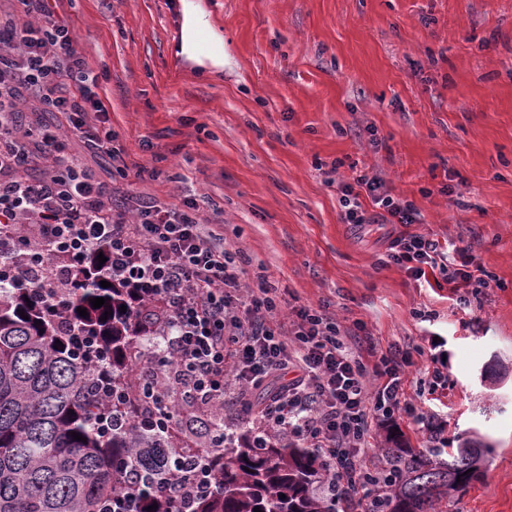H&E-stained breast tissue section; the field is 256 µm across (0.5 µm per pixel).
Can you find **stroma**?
Here are the masks:
<instances>
[{
	"mask_svg": "<svg viewBox=\"0 0 512 512\" xmlns=\"http://www.w3.org/2000/svg\"><path fill=\"white\" fill-rule=\"evenodd\" d=\"M222 72L177 55L182 0H66L78 49L141 175L70 146L97 179L206 199L282 303L363 323L380 352L414 347L405 398L450 442L480 438V480L441 512H512V0H196ZM378 177L416 224L343 220L339 185ZM409 233L469 248L496 282L468 297L386 257ZM445 390L428 394L431 356Z\"/></svg>",
	"mask_w": 512,
	"mask_h": 512,
	"instance_id": "1",
	"label": "stroma"
}]
</instances>
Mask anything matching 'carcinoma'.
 Returning a JSON list of instances; mask_svg holds the SVG:
<instances>
[{
  "label": "carcinoma",
  "instance_id": "1",
  "mask_svg": "<svg viewBox=\"0 0 512 512\" xmlns=\"http://www.w3.org/2000/svg\"><path fill=\"white\" fill-rule=\"evenodd\" d=\"M98 256L93 251L75 260L74 280L61 289L56 307L39 283H0V512H99L103 501L125 492L126 470L138 485L136 512H168L162 488L170 485L187 444L119 417L101 397L108 385L135 397L139 341L153 320L147 307L133 308L127 289L101 272ZM103 280L111 286L101 287ZM97 297L106 302L94 308L90 300ZM79 307L87 315H79ZM68 322L94 337L97 348H76L64 332ZM227 439L207 458L214 485L189 501L192 512L345 509L318 451L285 436L259 439L248 430ZM388 442L383 453L393 474L379 512H437L480 477L469 460L484 457V449L471 442L418 452L394 437ZM153 504L157 508L148 510Z\"/></svg>",
  "mask_w": 512,
  "mask_h": 512
}]
</instances>
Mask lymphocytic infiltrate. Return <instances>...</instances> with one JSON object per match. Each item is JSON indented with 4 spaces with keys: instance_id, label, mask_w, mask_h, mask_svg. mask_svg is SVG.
Masks as SVG:
<instances>
[{
    "instance_id": "obj_1",
    "label": "lymphocytic infiltrate",
    "mask_w": 512,
    "mask_h": 512,
    "mask_svg": "<svg viewBox=\"0 0 512 512\" xmlns=\"http://www.w3.org/2000/svg\"><path fill=\"white\" fill-rule=\"evenodd\" d=\"M19 2L23 18L0 19V277L27 286L50 261L62 282L71 257L105 251L107 272L134 288L136 304L161 310L158 347L168 364L138 375L140 424L181 434L171 395L215 422L231 391L268 388L257 413L263 436L318 449L337 493L354 512H372L389 477L367 462L375 421L406 418L431 442L440 431L404 398L411 350L376 355L369 332L342 331L322 307L299 306L283 320L266 280L243 287L236 253L220 230L204 224L198 201L172 205L130 194L115 204L112 188L66 152L58 134L22 126L20 112L60 113L88 151L108 155L120 173L132 167L61 0ZM341 193L346 223L418 221L415 206L378 178L357 175ZM364 196L372 210L363 208ZM458 256L449 263L438 242L413 234L396 238L388 254L414 279L436 269L455 286L484 293L490 281L481 263L465 248ZM365 353L372 366L363 364Z\"/></svg>"
}]
</instances>
